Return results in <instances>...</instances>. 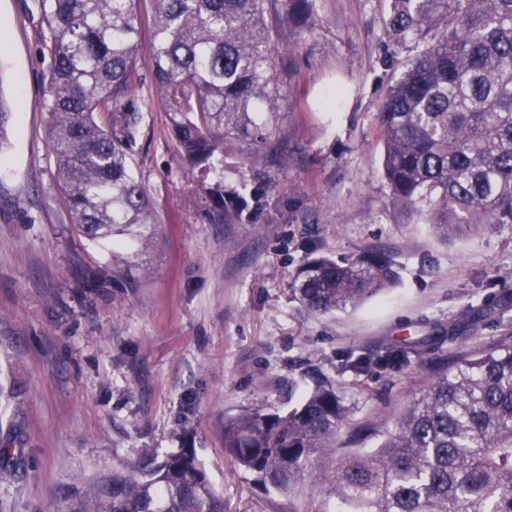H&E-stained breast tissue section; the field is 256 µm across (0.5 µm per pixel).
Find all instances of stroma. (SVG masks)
<instances>
[{"instance_id":"obj_1","label":"stroma","mask_w":512,"mask_h":512,"mask_svg":"<svg viewBox=\"0 0 512 512\" xmlns=\"http://www.w3.org/2000/svg\"><path fill=\"white\" fill-rule=\"evenodd\" d=\"M392 0H317L288 92L283 172L251 219L225 220L183 167L154 97L152 64L128 111L132 170L160 218L129 259L76 232L55 179L45 108L50 59L33 0H0V512H72L130 463L195 449L226 512H322L328 476L267 492L224 457L225 417L286 412L330 381L342 436L391 422L431 366L462 351L359 372L363 352L512 295V224L442 240L388 196L377 113ZM382 249L397 284L326 315L293 282L307 260Z\"/></svg>"}]
</instances>
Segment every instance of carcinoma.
I'll return each mask as SVG.
<instances>
[{
    "instance_id": "carcinoma-1",
    "label": "carcinoma",
    "mask_w": 512,
    "mask_h": 512,
    "mask_svg": "<svg viewBox=\"0 0 512 512\" xmlns=\"http://www.w3.org/2000/svg\"><path fill=\"white\" fill-rule=\"evenodd\" d=\"M316 0H150L153 86L181 162L224 171L236 151L270 187L283 168L281 115ZM139 0H36L51 79L49 148L74 229L129 241L155 235L158 220L130 166L138 118L126 112L142 48ZM399 75L378 113L383 175L393 205L423 215L448 240L488 224H512V0H393L385 23ZM106 112L112 124L101 126ZM205 193L224 218L251 216L265 193L245 197L220 182ZM390 256L368 250L318 257L295 278L301 305L325 314L395 284ZM497 304L435 324L388 366L448 340L466 342ZM347 408L319 383L286 413L246 409L224 418V457L267 490L286 493L314 464L333 468L336 512H512V336L443 359L371 449L336 456ZM74 512H224L192 448L139 472L115 471Z\"/></svg>"
}]
</instances>
